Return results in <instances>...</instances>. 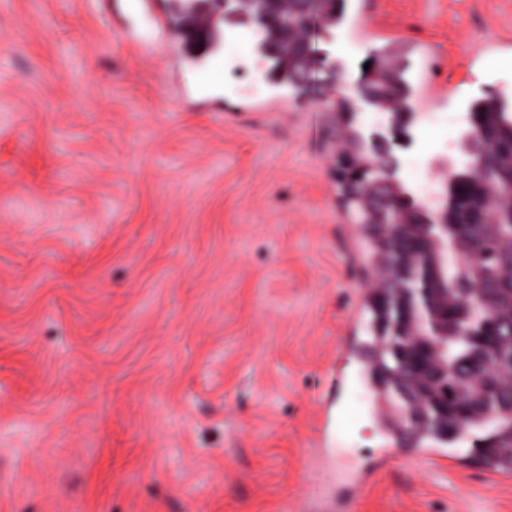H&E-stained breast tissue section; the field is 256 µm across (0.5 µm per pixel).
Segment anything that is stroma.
Returning <instances> with one entry per match:
<instances>
[{
  "mask_svg": "<svg viewBox=\"0 0 512 512\" xmlns=\"http://www.w3.org/2000/svg\"><path fill=\"white\" fill-rule=\"evenodd\" d=\"M322 39L354 88L428 43L443 122L512 101V0H363ZM174 0H0V512H512V475L389 439L367 393L372 268L333 170L342 122L244 92L235 27L193 55ZM471 62L461 79L463 62ZM336 26L340 28L342 40L351 43L364 44L377 38L369 32L359 6L342 14L341 18L336 20Z\"/></svg>",
  "mask_w": 512,
  "mask_h": 512,
  "instance_id": "1",
  "label": "stroma"
}]
</instances>
